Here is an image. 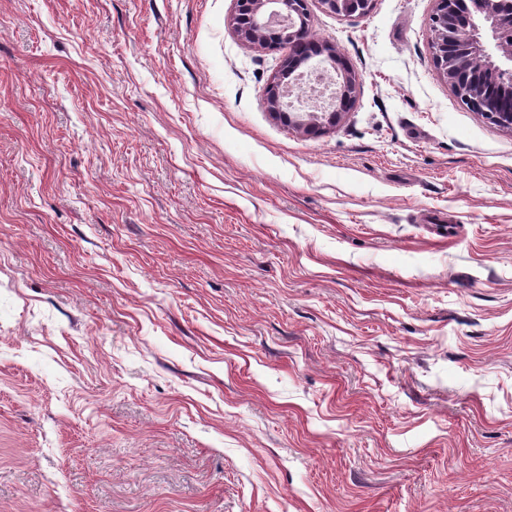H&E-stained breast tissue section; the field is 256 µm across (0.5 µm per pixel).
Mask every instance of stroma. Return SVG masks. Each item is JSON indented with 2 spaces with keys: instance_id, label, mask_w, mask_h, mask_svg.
<instances>
[{
  "instance_id": "1",
  "label": "stroma",
  "mask_w": 512,
  "mask_h": 512,
  "mask_svg": "<svg viewBox=\"0 0 512 512\" xmlns=\"http://www.w3.org/2000/svg\"><path fill=\"white\" fill-rule=\"evenodd\" d=\"M308 8L318 137L233 0H0V512H512V132ZM306 8L305 0H235V10L231 19V25L236 37L243 43L263 48L266 50H283L288 48L280 58L278 67L268 85L266 92L267 109L274 116L282 118L288 127L295 129L304 135L323 134L330 127H335L341 119L345 108H348L356 99V94L360 90V84L357 74L351 69L337 54L335 46L326 41L315 40L317 54L314 57L322 56L323 59L314 66H309L311 59H303L295 55L293 46L298 43H306V36L309 33L307 21L302 17ZM280 16L289 24L280 29L282 38L280 41L271 42L267 40V33L271 31L270 17ZM300 17V22L297 21ZM265 45H268L267 47ZM322 63H328L329 66L340 76L342 81L339 83V91L333 96L329 107L314 106L317 110L302 111L295 107L288 110L292 105L299 106L300 101L307 103H321L327 101L336 91V78L333 75H327L322 83L315 79L301 90L293 93L288 101L291 84H284L281 72H286L294 81L304 74L303 69L316 72L322 68H328ZM328 85V87H326ZM323 91V94L320 93ZM320 109V112L318 111Z\"/></svg>"
}]
</instances>
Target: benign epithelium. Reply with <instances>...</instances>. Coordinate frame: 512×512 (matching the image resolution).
Instances as JSON below:
<instances>
[{
	"label": "benign epithelium",
	"instance_id": "7a95c632",
	"mask_svg": "<svg viewBox=\"0 0 512 512\" xmlns=\"http://www.w3.org/2000/svg\"><path fill=\"white\" fill-rule=\"evenodd\" d=\"M327 9L344 17L370 12L373 0H321ZM464 12L452 19L432 18L434 62L453 91L466 83L464 100L479 116L499 128L512 132V112H497L483 107L484 99L496 89L497 76L512 71V3L509 0H462ZM307 0H235L231 19L236 37L243 43L273 50H287L266 92L267 109L282 118L288 127L305 135H319L336 126L360 90L357 74L337 54L335 46L318 42L317 55L322 62L311 66L309 60L293 52V46L306 42L307 21L301 19ZM329 66L341 77L339 91L327 107L304 111L288 109L289 86L281 72L291 77L304 71L316 72Z\"/></svg>",
	"mask_w": 512,
	"mask_h": 512
}]
</instances>
